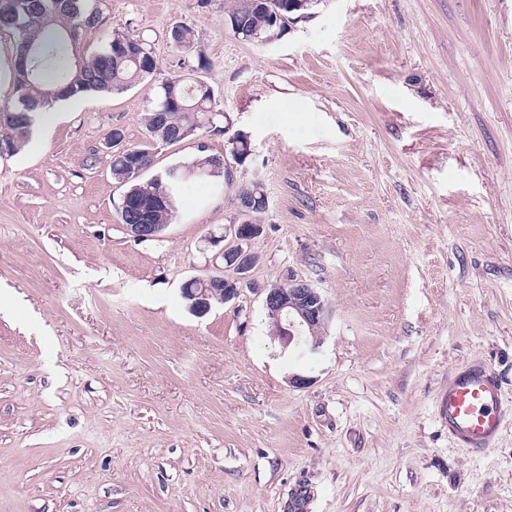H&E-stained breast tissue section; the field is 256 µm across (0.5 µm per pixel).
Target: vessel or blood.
<instances>
[{"label": "vessel or blood", "instance_id": "1", "mask_svg": "<svg viewBox=\"0 0 512 512\" xmlns=\"http://www.w3.org/2000/svg\"><path fill=\"white\" fill-rule=\"evenodd\" d=\"M442 412L449 438L476 456L495 448L512 427V402L501 377L477 358L459 365L449 376Z\"/></svg>", "mask_w": 512, "mask_h": 512}]
</instances>
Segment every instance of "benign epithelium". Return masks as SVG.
I'll return each mask as SVG.
<instances>
[{"label":"benign epithelium","instance_id":"obj_1","mask_svg":"<svg viewBox=\"0 0 512 512\" xmlns=\"http://www.w3.org/2000/svg\"><path fill=\"white\" fill-rule=\"evenodd\" d=\"M246 196L240 197L239 222L231 225L234 237L238 241H248L258 232V225L249 224L244 219ZM135 223L126 225L128 232L139 241L154 240L161 236L166 225L143 223L140 209L130 211ZM224 265L232 268L243 277L254 265L253 255L240 247L226 248L222 252ZM238 294L237 280L222 274L206 278H192L181 288V296L187 301L190 312L195 315L207 314L212 299L226 303ZM265 306L273 315V335L289 343L295 337V331L303 327L309 334L306 344L310 350H317L322 344L323 332L330 317V309L318 289L306 280L292 279L286 285H274L267 289Z\"/></svg>","mask_w":512,"mask_h":512}]
</instances>
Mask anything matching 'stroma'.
Returning <instances> with one entry per match:
<instances>
[{"label": "stroma", "mask_w": 512, "mask_h": 512, "mask_svg": "<svg viewBox=\"0 0 512 512\" xmlns=\"http://www.w3.org/2000/svg\"><path fill=\"white\" fill-rule=\"evenodd\" d=\"M86 8L82 50L135 34L158 71L0 158V512H298L302 484L299 512H512V430L475 457L441 413L470 358L512 396V0H321L266 45L225 31L224 0ZM201 57L225 130L151 144L147 176L236 133L252 153L137 241L107 137L147 143L156 87ZM255 183L256 262L193 316L180 288L233 277ZM293 277L330 307L314 352L271 334L264 290ZM249 190L255 197L253 201V208L250 210L249 219L251 220L250 224H247V221L244 219L245 211L244 208L247 205V198L245 195L240 197L239 202V222L238 224H232L231 228L234 231L235 239L239 241H248L252 237H254L258 232V216L264 213L268 207V199L259 185H253L249 188H243L241 190ZM240 192V193H241Z\"/></svg>", "instance_id": "35a3bbf8"}]
</instances>
